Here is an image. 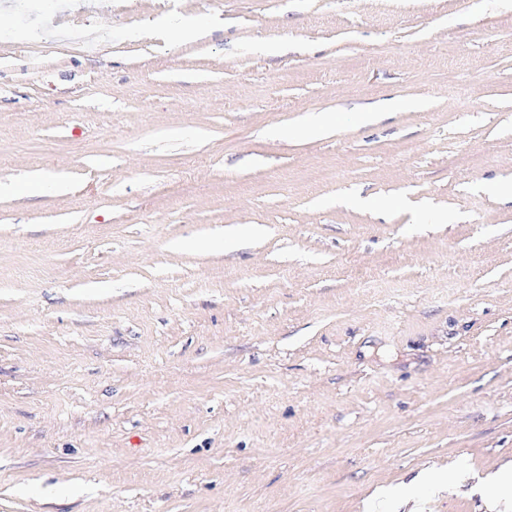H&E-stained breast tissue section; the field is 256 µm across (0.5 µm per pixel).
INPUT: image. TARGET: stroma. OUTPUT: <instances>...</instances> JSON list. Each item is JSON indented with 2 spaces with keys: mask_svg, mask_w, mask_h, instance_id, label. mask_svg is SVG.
Masks as SVG:
<instances>
[{
  "mask_svg": "<svg viewBox=\"0 0 512 512\" xmlns=\"http://www.w3.org/2000/svg\"><path fill=\"white\" fill-rule=\"evenodd\" d=\"M0 21V184L64 185L0 193V512H369L384 488L386 512H487L479 477L512 463V0Z\"/></svg>",
  "mask_w": 512,
  "mask_h": 512,
  "instance_id": "1",
  "label": "stroma"
}]
</instances>
